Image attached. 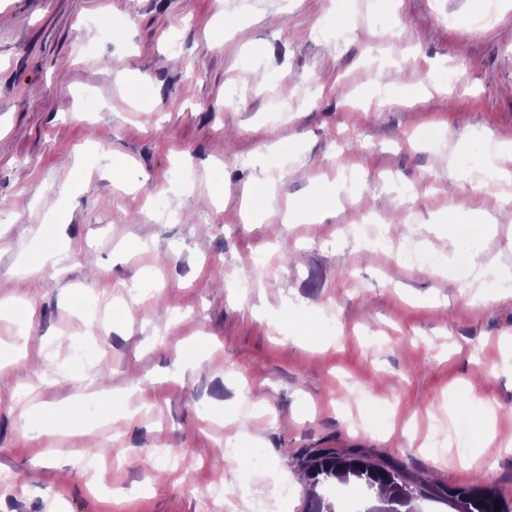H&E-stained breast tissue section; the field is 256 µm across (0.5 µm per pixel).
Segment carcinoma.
<instances>
[{
	"instance_id": "carcinoma-1",
	"label": "carcinoma",
	"mask_w": 512,
	"mask_h": 512,
	"mask_svg": "<svg viewBox=\"0 0 512 512\" xmlns=\"http://www.w3.org/2000/svg\"><path fill=\"white\" fill-rule=\"evenodd\" d=\"M301 469L304 512H335L327 490L336 483H351L367 497L376 488L382 490L363 512H416L414 502L421 499H444L455 512H496L497 495L487 485L475 482L463 487H439L412 476L403 467L380 465L357 453L321 449L302 462Z\"/></svg>"
}]
</instances>
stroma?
I'll return each instance as SVG.
<instances>
[{"mask_svg": "<svg viewBox=\"0 0 512 512\" xmlns=\"http://www.w3.org/2000/svg\"><path fill=\"white\" fill-rule=\"evenodd\" d=\"M400 66L446 91L411 102ZM504 143L512 0H0V512H251L274 472L303 512L301 462L324 448L482 481L512 512V208L462 179L497 183ZM350 165L324 222H286ZM264 177L273 206L252 224L242 190ZM369 219L446 270L367 248ZM473 279L494 302L461 292ZM292 303L316 336L289 324ZM81 343L93 357L71 356ZM29 389L57 432L18 420ZM461 391L475 404L449 421ZM484 402L491 437L472 433ZM450 427L472 451L447 446L438 469ZM157 448L180 453L159 480ZM90 452L107 486L73 473ZM218 479L233 502L208 500Z\"/></svg>", "mask_w": 512, "mask_h": 512, "instance_id": "1", "label": "stroma"}]
</instances>
